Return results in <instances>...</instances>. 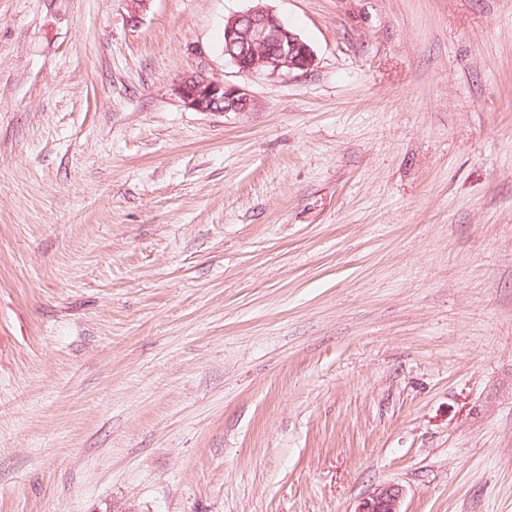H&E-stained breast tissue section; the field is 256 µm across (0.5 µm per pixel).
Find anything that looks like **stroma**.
Here are the masks:
<instances>
[{"label": "stroma", "instance_id": "35a3bbf8", "mask_svg": "<svg viewBox=\"0 0 512 512\" xmlns=\"http://www.w3.org/2000/svg\"><path fill=\"white\" fill-rule=\"evenodd\" d=\"M264 3L0 0V512H512V0ZM224 54L244 73L306 71L314 62L309 44L262 4L225 20ZM173 91L184 107L196 112H248L256 105L244 88L205 75L184 77ZM402 495L403 491L398 486L382 487L364 498L356 512H402L400 510Z\"/></svg>", "mask_w": 512, "mask_h": 512}]
</instances>
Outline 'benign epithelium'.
<instances>
[{"label":"benign epithelium","instance_id":"benign-epithelium-1","mask_svg":"<svg viewBox=\"0 0 512 512\" xmlns=\"http://www.w3.org/2000/svg\"><path fill=\"white\" fill-rule=\"evenodd\" d=\"M224 55L244 73L306 71L314 62L309 44L262 4L225 20ZM173 91L184 107L196 112H248L256 105L245 89L205 75L187 76ZM402 495L395 485L382 487L363 499L356 512H401Z\"/></svg>","mask_w":512,"mask_h":512}]
</instances>
